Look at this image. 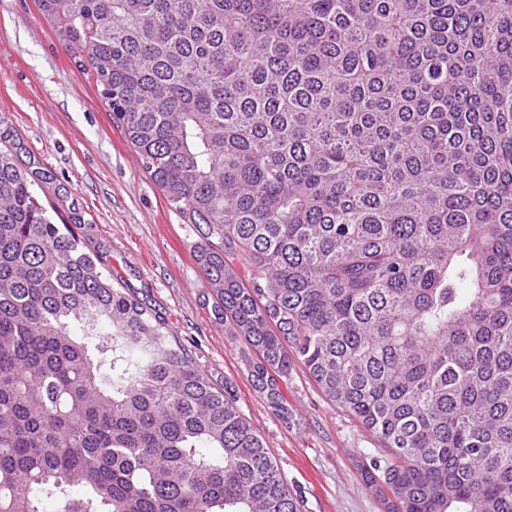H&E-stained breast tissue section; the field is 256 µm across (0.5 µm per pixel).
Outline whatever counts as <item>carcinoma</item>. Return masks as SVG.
<instances>
[{"mask_svg": "<svg viewBox=\"0 0 512 512\" xmlns=\"http://www.w3.org/2000/svg\"><path fill=\"white\" fill-rule=\"evenodd\" d=\"M256 354L381 442L385 512H512V0H38ZM249 265L245 284L233 265ZM299 512L0 149V512Z\"/></svg>", "mask_w": 512, "mask_h": 512, "instance_id": "carcinoma-1", "label": "carcinoma"}]
</instances>
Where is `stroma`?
<instances>
[{"label":"stroma","instance_id":"35a3bbf8","mask_svg":"<svg viewBox=\"0 0 512 512\" xmlns=\"http://www.w3.org/2000/svg\"><path fill=\"white\" fill-rule=\"evenodd\" d=\"M51 221L71 225L113 285L129 289L188 350L275 458L300 512H382L360 468L377 439L337 408L301 364L280 379L287 414L255 388L256 359L218 311L200 242L56 37L36 0H0V135Z\"/></svg>","mask_w":512,"mask_h":512}]
</instances>
